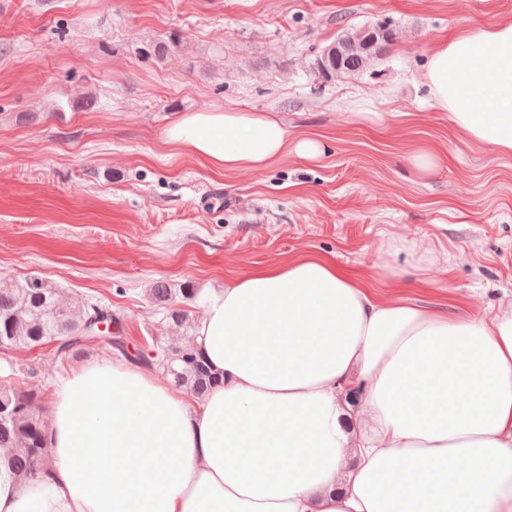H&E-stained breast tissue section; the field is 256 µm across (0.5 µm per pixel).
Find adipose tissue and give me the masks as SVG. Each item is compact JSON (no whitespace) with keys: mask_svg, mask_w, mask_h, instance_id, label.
I'll list each match as a JSON object with an SVG mask.
<instances>
[{"mask_svg":"<svg viewBox=\"0 0 512 512\" xmlns=\"http://www.w3.org/2000/svg\"><path fill=\"white\" fill-rule=\"evenodd\" d=\"M463 136L512 156V21L467 25L422 73ZM166 144L224 171L287 150L265 112L177 115ZM193 342L206 398L97 360L56 385L49 466L0 512H512V302L448 317L308 254L228 275Z\"/></svg>","mask_w":512,"mask_h":512,"instance_id":"obj_1","label":"adipose tissue"}]
</instances>
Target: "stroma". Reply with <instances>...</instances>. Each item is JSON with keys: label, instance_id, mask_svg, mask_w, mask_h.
Wrapping results in <instances>:
<instances>
[{"label": "stroma", "instance_id": "35a3bbf8", "mask_svg": "<svg viewBox=\"0 0 512 512\" xmlns=\"http://www.w3.org/2000/svg\"><path fill=\"white\" fill-rule=\"evenodd\" d=\"M509 19L512 0H0V282L110 307L133 349L189 339L154 283L206 294L311 253L382 298L492 314L512 298V157L456 132L421 74L457 28ZM385 23L371 68L311 72L345 29ZM212 106L273 113L321 152L224 172L165 144ZM419 146L439 157L426 175ZM107 355L0 350V382L40 390L47 418L57 381Z\"/></svg>", "mask_w": 512, "mask_h": 512}]
</instances>
